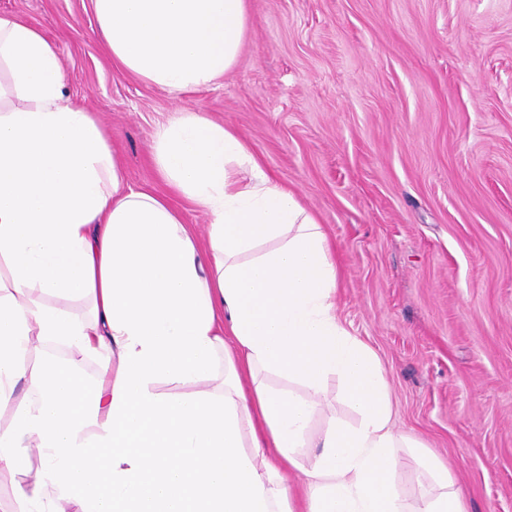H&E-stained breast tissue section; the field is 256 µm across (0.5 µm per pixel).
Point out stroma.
Wrapping results in <instances>:
<instances>
[{"label": "stroma", "mask_w": 512, "mask_h": 512, "mask_svg": "<svg viewBox=\"0 0 512 512\" xmlns=\"http://www.w3.org/2000/svg\"><path fill=\"white\" fill-rule=\"evenodd\" d=\"M239 61L179 95L123 74L92 0H0L57 47L128 186L169 195L157 127L201 112L245 138L322 225L338 313L376 354L397 429L512 512V0H247ZM206 237L208 216L169 195Z\"/></svg>", "instance_id": "obj_1"}]
</instances>
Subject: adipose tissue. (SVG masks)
Listing matches in <instances>:
<instances>
[{
  "label": "adipose tissue",
  "instance_id": "adipose-tissue-1",
  "mask_svg": "<svg viewBox=\"0 0 512 512\" xmlns=\"http://www.w3.org/2000/svg\"><path fill=\"white\" fill-rule=\"evenodd\" d=\"M93 7L117 67L171 94L230 72L250 23L246 0ZM0 65L6 512H467L429 454L434 493L415 505L397 489L394 451L418 442L394 428L375 353L337 315L321 224L242 136L188 111L155 133L159 176L210 218L202 241L167 197L127 186L38 28L0 17ZM332 376L359 420L329 417L302 455ZM287 467L301 489L283 482Z\"/></svg>",
  "mask_w": 512,
  "mask_h": 512
}]
</instances>
